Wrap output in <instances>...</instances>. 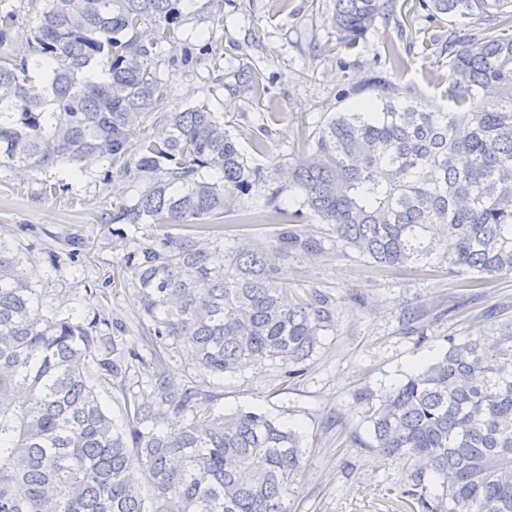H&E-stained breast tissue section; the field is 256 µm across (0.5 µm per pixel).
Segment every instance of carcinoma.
I'll use <instances>...</instances> for the list:
<instances>
[{
	"instance_id": "carcinoma-1",
	"label": "carcinoma",
	"mask_w": 512,
	"mask_h": 512,
	"mask_svg": "<svg viewBox=\"0 0 512 512\" xmlns=\"http://www.w3.org/2000/svg\"><path fill=\"white\" fill-rule=\"evenodd\" d=\"M179 2L0 0V47L24 36L20 13L35 21L28 55H0V166L23 176L95 157L133 176L136 195L112 223L133 227L123 284L140 293L147 333L210 374L268 362L285 384L336 325L329 292L290 287L301 258L333 257L339 244L378 267H443L463 288L512 273V0H335L348 50L380 20L455 19V110L422 112L371 78L378 100L306 136L286 187L279 163H255L267 123L244 150L211 91L164 112L163 44L175 41ZM93 65L108 80L90 79ZM259 184L263 204L241 205ZM306 213L330 237L306 233ZM263 217L271 234L224 249L225 227ZM40 297L19 248L0 238V512H289L304 467L295 430L259 411L218 412L160 376L124 399L117 426L101 395L125 387L139 356L96 321L41 314ZM362 399L371 447L406 460L402 509L512 512V323L448 339L443 356ZM169 412L184 417L179 429H164ZM134 467L150 476L145 492Z\"/></svg>"
}]
</instances>
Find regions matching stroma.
I'll return each instance as SVG.
<instances>
[{"label":"stroma","instance_id":"obj_1","mask_svg":"<svg viewBox=\"0 0 512 512\" xmlns=\"http://www.w3.org/2000/svg\"><path fill=\"white\" fill-rule=\"evenodd\" d=\"M176 43L164 48L166 109L181 112L203 100L215 78L231 132L246 141L260 114L275 118L271 159L295 158L301 135L337 112L356 111L376 100L367 78L380 75L422 109H453L448 98V57L443 48L449 17L420 11L404 28L380 22L358 48L338 47L331 26L334 0H181ZM223 17L215 38L223 70L212 69L204 33ZM394 43L404 60L393 67L383 47ZM199 56L185 68L183 52ZM262 72L268 92L253 100L249 76ZM59 182L43 196L42 180ZM135 194L134 182L113 173L108 162L84 170L63 167L19 177L0 166V234L16 233L23 261L42 290L41 312L73 310L86 319L107 320L112 335L142 357L131 375L141 388L163 374L176 384L193 382L224 412L260 410L302 437L305 471L288 505L290 512H394V486L404 462L386 460L370 447L361 393L402 384L424 364L444 354L449 339L485 335L512 322V274L468 297L458 280L421 269L377 268L340 248L332 261L296 264L295 285L329 290L337 300L336 327L304 364L287 390L276 391L277 369L255 364L221 378L193 366L183 349H165L140 328L142 312L134 288L117 283L130 238L107 213ZM106 297H97L98 289Z\"/></svg>","mask_w":512,"mask_h":512}]
</instances>
